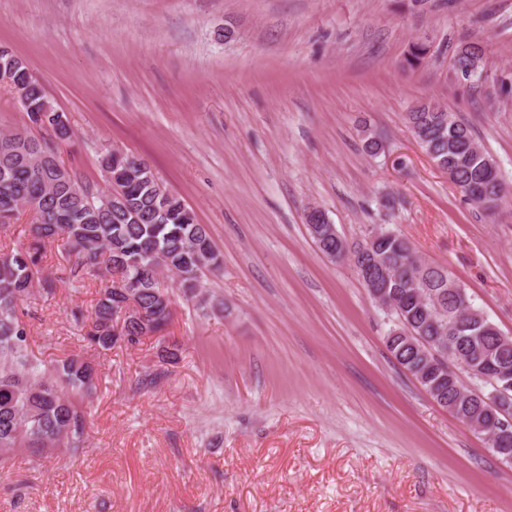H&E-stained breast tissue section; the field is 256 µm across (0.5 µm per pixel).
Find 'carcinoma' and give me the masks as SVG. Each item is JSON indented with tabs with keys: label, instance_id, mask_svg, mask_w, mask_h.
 <instances>
[{
	"label": "carcinoma",
	"instance_id": "obj_1",
	"mask_svg": "<svg viewBox=\"0 0 512 512\" xmlns=\"http://www.w3.org/2000/svg\"><path fill=\"white\" fill-rule=\"evenodd\" d=\"M430 46L410 45L405 62L420 66ZM484 49L478 43L460 44L453 51V67L466 72V87L483 84ZM0 66L11 72L13 86L23 92L22 107L34 125L61 124V136H72L68 120L47 98L27 61L0 45ZM407 123L420 146L436 165L448 172L466 200L487 213L498 209L507 188L491 154L479 144L470 127L448 108L434 101L420 102L407 112ZM362 150L370 157L385 151V142L365 122ZM57 141L20 132L0 133V226L11 223L35 206L32 240L23 249L0 251V466L21 449L76 452L88 439L89 400L95 393V365L71 357L51 366L34 359L28 332L18 318L19 305L35 286L49 295L54 279L41 273L40 254L56 238L65 239L73 261L66 279L79 287L90 273L106 281L91 312L84 336L98 351L136 345L143 340L142 324L119 321L118 309L133 301L153 323L152 331L165 329L172 304H163L152 292L157 267L176 270L180 281L171 294H180L199 310L224 305L205 290L203 273L188 261L191 251L208 256L209 269L222 261L208 228L176 195L162 203L154 192L155 176L140 158L127 154L117 160L108 150L102 166L113 176L124 202L112 209L102 206V193L82 184L73 173L59 177L43 167L40 156L56 154ZM307 230H315L319 251L332 261L347 260L368 297L385 307L390 327L384 343L394 360L426 389L430 396L461 423L475 420L487 432L499 434L497 420L483 414L461 380L460 361L490 359L489 387L497 374H512V337L494 330L481 315L466 316L474 308L465 289L447 268L429 264L412 244L386 224H374L356 241L328 235L330 221L318 207L304 212ZM410 331L432 345L433 351L415 350L407 344Z\"/></svg>",
	"mask_w": 512,
	"mask_h": 512
}]
</instances>
